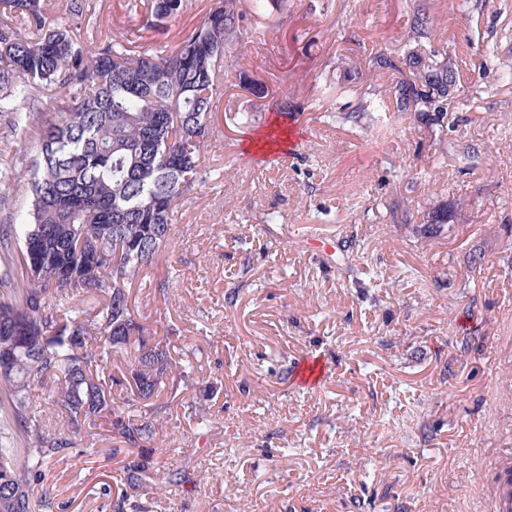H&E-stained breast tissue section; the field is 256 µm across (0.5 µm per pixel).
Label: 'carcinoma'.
Wrapping results in <instances>:
<instances>
[{"label":"carcinoma","instance_id":"1","mask_svg":"<svg viewBox=\"0 0 512 512\" xmlns=\"http://www.w3.org/2000/svg\"><path fill=\"white\" fill-rule=\"evenodd\" d=\"M191 0H149L146 29L185 13ZM51 0H0V112L25 116L37 135L26 212L0 227V391L12 433L0 436V512H31L49 465L81 463L101 440L119 464L113 512H151L152 500L192 481L162 460L156 440L183 409L198 427L206 406L181 386L198 360L174 357L148 317L134 312L133 282L170 242L174 209L202 188L213 148V112L228 68L274 33L245 23L244 0H214L174 45L144 50L126 36L86 42L80 27L50 17ZM441 19L416 5L409 77L395 83L397 120L442 125L450 60L435 47ZM403 70L385 54L368 64L376 92ZM44 98L60 101L44 115ZM339 123L386 126L361 99ZM459 204L393 218L422 238L448 233ZM93 303L84 306V302ZM49 405L57 428L45 424Z\"/></svg>","mask_w":512,"mask_h":512}]
</instances>
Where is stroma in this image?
I'll return each mask as SVG.
<instances>
[{"instance_id":"1","label":"stroma","mask_w":512,"mask_h":512,"mask_svg":"<svg viewBox=\"0 0 512 512\" xmlns=\"http://www.w3.org/2000/svg\"><path fill=\"white\" fill-rule=\"evenodd\" d=\"M128 2L90 0L83 36L171 44L211 4L193 0L147 30ZM413 2L264 0L261 20L278 33L224 83L207 183L178 206L172 248L131 286L138 313L201 365L185 398L219 382L206 427L181 417L165 429L173 465L197 471L175 490L178 512H351L355 496L373 512H489L512 466V0H425L440 49L472 68L443 126L404 121L380 136L335 120L358 103L370 57L406 55ZM340 78L346 93L325 91ZM10 121L0 116V169L15 168L17 185L0 224L25 203L36 150ZM281 129L288 152L250 151ZM467 146L483 152L476 167L457 159ZM459 199L444 238L393 220L404 200L424 213ZM318 236L355 238L372 272L353 284L310 246ZM167 275L160 308L153 288ZM305 358L325 370L317 387L297 382ZM117 480L96 452L87 468L46 473L54 512H112Z\"/></svg>"}]
</instances>
